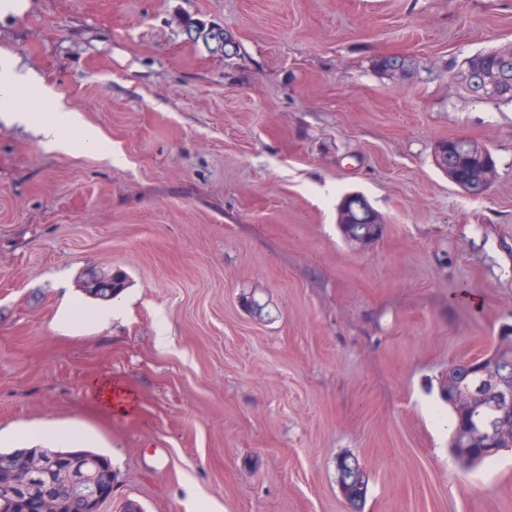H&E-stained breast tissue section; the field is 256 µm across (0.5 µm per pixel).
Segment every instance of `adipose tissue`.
Returning <instances> with one entry per match:
<instances>
[{
  "label": "adipose tissue",
  "mask_w": 512,
  "mask_h": 512,
  "mask_svg": "<svg viewBox=\"0 0 512 512\" xmlns=\"http://www.w3.org/2000/svg\"><path fill=\"white\" fill-rule=\"evenodd\" d=\"M0 120L34 127L42 142L63 152L103 149L98 131L81 123L61 97L29 74L15 57L0 49Z\"/></svg>",
  "instance_id": "obj_1"
}]
</instances>
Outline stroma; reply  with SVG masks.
Wrapping results in <instances>:
<instances>
[{"label": "stroma", "instance_id": "1", "mask_svg": "<svg viewBox=\"0 0 512 512\" xmlns=\"http://www.w3.org/2000/svg\"><path fill=\"white\" fill-rule=\"evenodd\" d=\"M509 43L512 0H29L1 20L112 156L0 122V450L87 431L103 512H512V450L461 467L440 396L512 328V105L453 78ZM391 55L412 78L373 69ZM449 138L494 160L484 197L437 167ZM350 193L384 220L361 249ZM93 267L126 275L116 315L63 333ZM343 456L368 477L356 507ZM338 469V483L341 491L348 500H352V490L354 486L362 488L363 483L356 482L359 474L363 473V468L360 463L354 461V464L348 465L345 458L337 463Z\"/></svg>", "mask_w": 512, "mask_h": 512}]
</instances>
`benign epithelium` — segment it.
Masks as SVG:
<instances>
[{
  "label": "benign epithelium",
  "instance_id": "obj_1",
  "mask_svg": "<svg viewBox=\"0 0 512 512\" xmlns=\"http://www.w3.org/2000/svg\"><path fill=\"white\" fill-rule=\"evenodd\" d=\"M381 217L362 226L361 230L350 231L345 238L360 247H366L376 241L383 232ZM482 367L476 370L478 378L474 385L464 387L459 384L457 365L448 367V378L444 386L450 388L451 400L458 406L467 407L470 402L479 399L489 401L497 411L492 422L491 433L507 446L512 447V365H498L491 357L479 360ZM28 475L34 480L47 479L42 486L43 494L36 512H59L60 503L71 505L73 512H102L103 505L112 498V484L104 485L98 481V474L91 471L94 463L77 460L64 468V479L51 481V474L59 470L57 457L53 454H37L25 459ZM338 483L344 496L353 499L354 487H362L357 482L363 468L359 463L347 464L342 459L337 463Z\"/></svg>",
  "mask_w": 512,
  "mask_h": 512
}]
</instances>
